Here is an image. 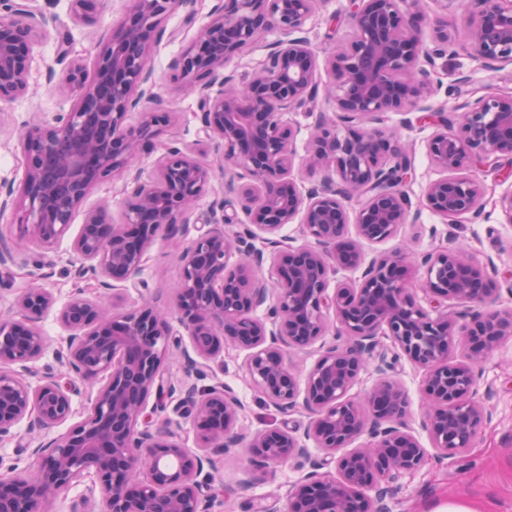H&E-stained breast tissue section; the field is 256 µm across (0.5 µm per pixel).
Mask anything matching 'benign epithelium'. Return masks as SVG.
<instances>
[{
  "instance_id": "benign-epithelium-1",
  "label": "benign epithelium",
  "mask_w": 512,
  "mask_h": 512,
  "mask_svg": "<svg viewBox=\"0 0 512 512\" xmlns=\"http://www.w3.org/2000/svg\"><path fill=\"white\" fill-rule=\"evenodd\" d=\"M37 2L0 0V110L30 94L34 48L50 36ZM190 2L130 0L127 19L102 30L91 68L68 58L62 40V68L50 67L46 76L69 107L24 127L17 141L22 180L17 188L0 183V219L16 210L25 235L48 253L95 185L126 177L122 223H109L101 208L87 209L72 241L77 277L112 288V309L83 289L58 309L70 334L55 359L70 382L51 371L27 379L48 349L41 322L56 304L51 289H21L20 318L0 319V443L34 460L22 472L0 459V512H47L87 477L92 485L73 512H214L213 455L241 446L250 449L255 470L292 465L304 472L288 493L287 512H387L386 497L400 477L473 447L490 419L478 395V365L495 344L512 339V308L499 306L512 283L491 278L490 260L446 247L417 260L414 283L406 254L369 259L363 249L410 221L404 187L414 159L382 124L386 113L437 93L431 67L455 45L453 30L437 18L425 42L422 15L403 9L402 0H350V39L321 56L305 29L319 0H224L171 60L172 80L196 97L204 143L232 174L182 256L177 321L191 351L183 352L182 375L172 380L164 363L182 338L168 313L148 298L136 309L119 306L126 289L141 285L157 237L184 235L211 190L213 168L188 147H167L149 179L138 167L173 122L153 92L151 54L177 37L166 21ZM464 6L471 57L492 70L512 66V0ZM102 9L103 0H71L77 22L93 21ZM264 31L280 39L239 85L224 69ZM322 69L333 79L336 118L318 113L300 156L290 115L314 111ZM461 109L457 127L445 119L426 141L443 176L427 185L424 206L452 221L483 208V184L467 171L512 158V88L475 94ZM132 112L139 114L135 123L128 122ZM296 168L321 178L306 188ZM288 224L298 225L305 243L295 246L282 234ZM18 260L0 241L1 278ZM341 270H359L360 279L329 288ZM463 341L471 344L467 359H452ZM315 344L316 360L298 375L288 355ZM226 346L246 353L249 379L280 414L304 411L307 425L242 434L239 398L219 381L207 383ZM401 355L423 371L428 406L421 428L432 456L408 424L406 390L389 376ZM371 365L376 379L359 403L349 392ZM77 380L98 384L82 419L28 447L25 435L73 418ZM169 408L190 422L196 451L147 421L163 413L170 422ZM361 437L366 446L353 447ZM310 442L323 457L312 454Z\"/></svg>"
}]
</instances>
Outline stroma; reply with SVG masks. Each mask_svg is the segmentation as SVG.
Here are the masks:
<instances>
[{"mask_svg":"<svg viewBox=\"0 0 512 512\" xmlns=\"http://www.w3.org/2000/svg\"><path fill=\"white\" fill-rule=\"evenodd\" d=\"M218 0H192L188 11L177 12L168 20L169 28L179 30L180 36L162 41L153 51L150 65L154 71L156 90L176 120L159 138L149 154L143 156L141 166L145 174H152L165 146L187 145L200 139V123L194 95L180 90L170 79L171 59L189 43L197 29L207 23ZM50 38L36 48L37 68L31 81V97L12 104L0 112V182L17 183L21 180L22 162L16 149L17 134L24 124L50 118L64 104L62 97L46 79V68L55 63L60 36H67L71 57L93 64L98 52V30L101 24L123 19L129 10V0H105L100 22L74 23L70 15V0H40ZM428 18L444 17L455 30L458 46L447 58L439 60L436 71L441 82L437 94L407 112H391L386 116V127L406 143L414 157V174L406 191L413 207L419 208V223L401 226L397 233L379 244L365 245L367 255L374 256L403 249L417 254L433 252L445 247L467 246L493 260L498 278H512V225L504 224L499 212V200L512 192V162L501 159L498 170L473 169V178L485 186L484 208L478 217H465L455 223L445 222L440 216L424 210V193L428 183L439 176L426 153V141L434 127L424 118L433 112L454 113L469 91L487 90L512 85V67L490 70L475 62L464 50L467 40L466 21L460 0H422ZM348 0H319L308 20V37L318 49H326L346 41L350 30L345 15ZM84 220L76 213L70 236L64 237L55 250L48 254L49 278H42L40 270L29 264L13 266V279L0 285V317H16L14 301L17 289L36 283L50 288L57 303H64L78 288L104 304H111V290L97 284L84 283L74 276L76 256L71 248V236L78 233ZM188 237L171 243L157 240L149 251L148 260L140 274L146 290L129 289L127 306L140 302L142 293L158 298L160 303L174 305L173 289L181 274L180 255ZM244 354L236 348L224 351L214 364L219 380L231 387L242 400L245 410L239 422L248 435L261 430L283 426L284 422L306 425L307 413L284 418L247 380L242 371ZM480 392L492 413L474 446L458 458L436 464L430 463L418 472L404 476L388 501L389 512H442L449 502L463 500L479 508L480 512H512V339L499 343L480 366ZM214 487L222 501L218 512H252L262 503L273 512H285L288 492L301 476L292 468L277 469L269 475L258 471L246 476L248 453L246 448H234L215 458Z\"/></svg>","mask_w":512,"mask_h":512,"instance_id":"1","label":"stroma"}]
</instances>
